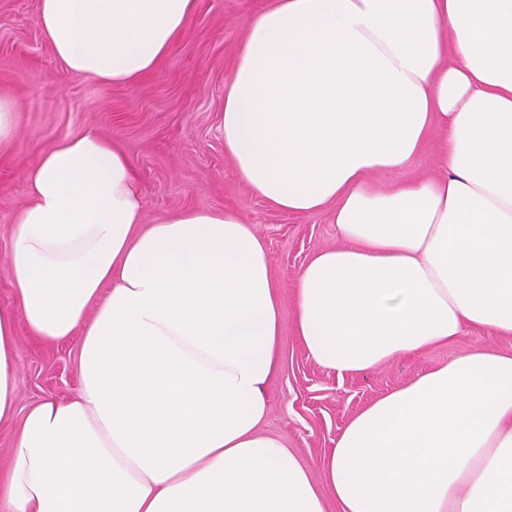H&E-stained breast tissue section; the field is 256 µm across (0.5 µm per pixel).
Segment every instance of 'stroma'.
<instances>
[{
  "mask_svg": "<svg viewBox=\"0 0 512 512\" xmlns=\"http://www.w3.org/2000/svg\"><path fill=\"white\" fill-rule=\"evenodd\" d=\"M265 4L199 0L186 35L153 73L132 85L109 86L65 69L41 33L38 0H0V97L20 108L15 145L0 151V304L13 297L12 233L17 210L29 201L28 169L58 139L97 130L129 158L146 222L190 207L232 209L265 241L282 302L280 363L267 387L269 410L261 431L311 464L320 485L338 434L365 406L472 349L512 353V338L470 330L453 343L343 377L308 357L298 331L294 285L316 253L338 246L332 212L300 216L271 208L237 178L217 129L245 24ZM438 145L431 139L403 170L370 175V185L389 190L440 175ZM17 341L19 410L44 398L64 401L76 394L78 339L46 344L22 327Z\"/></svg>",
  "mask_w": 512,
  "mask_h": 512,
  "instance_id": "stroma-1",
  "label": "stroma"
}]
</instances>
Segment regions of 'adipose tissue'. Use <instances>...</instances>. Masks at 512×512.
Masks as SVG:
<instances>
[{"label":"adipose tissue","mask_w":512,"mask_h":512,"mask_svg":"<svg viewBox=\"0 0 512 512\" xmlns=\"http://www.w3.org/2000/svg\"><path fill=\"white\" fill-rule=\"evenodd\" d=\"M198 0H38L68 71L125 85ZM272 208H333L340 247L295 285L308 356L337 375L480 329L512 338V0H269L218 115ZM444 130L441 176L380 192ZM0 305V512H512V353L476 348L355 415L317 489L260 435L280 296L236 211L144 221L127 156L92 129L27 172ZM79 337V390L18 413L16 324Z\"/></svg>","instance_id":"adipose-tissue-1"}]
</instances>
